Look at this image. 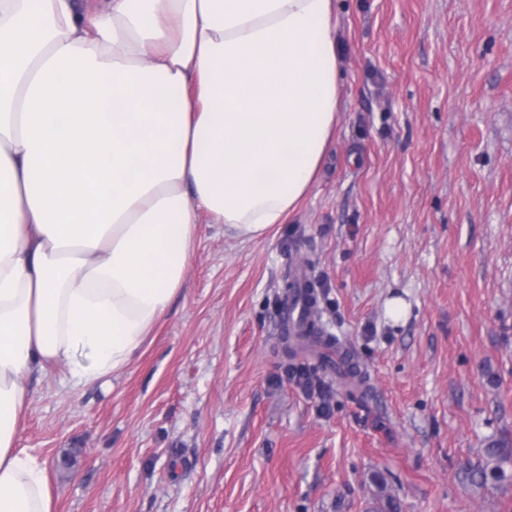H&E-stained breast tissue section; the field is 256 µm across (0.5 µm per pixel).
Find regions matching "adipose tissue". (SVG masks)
Masks as SVG:
<instances>
[{
    "instance_id": "adipose-tissue-1",
    "label": "adipose tissue",
    "mask_w": 512,
    "mask_h": 512,
    "mask_svg": "<svg viewBox=\"0 0 512 512\" xmlns=\"http://www.w3.org/2000/svg\"><path fill=\"white\" fill-rule=\"evenodd\" d=\"M340 76L336 0H0V512H56L29 377L137 359L201 221L287 223Z\"/></svg>"
}]
</instances>
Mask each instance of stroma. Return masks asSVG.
<instances>
[{"label": "stroma", "mask_w": 512, "mask_h": 512, "mask_svg": "<svg viewBox=\"0 0 512 512\" xmlns=\"http://www.w3.org/2000/svg\"><path fill=\"white\" fill-rule=\"evenodd\" d=\"M336 22V141L299 210L254 241L202 225L106 384L30 379L18 445L57 512H512L473 476L512 448V0H337ZM299 265L368 402L287 354Z\"/></svg>", "instance_id": "35a3bbf8"}]
</instances>
